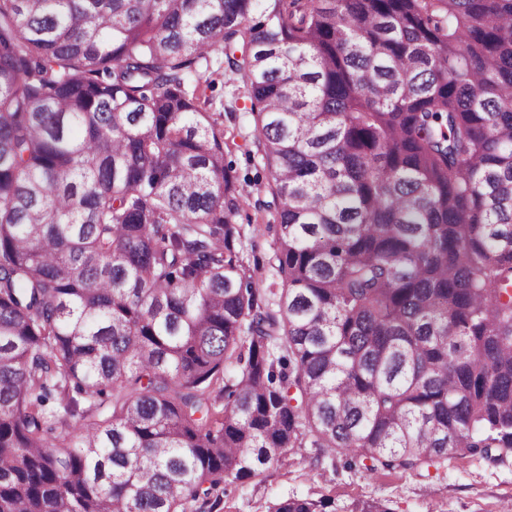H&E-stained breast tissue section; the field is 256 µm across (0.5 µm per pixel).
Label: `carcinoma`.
<instances>
[{"label": "carcinoma", "mask_w": 512, "mask_h": 512, "mask_svg": "<svg viewBox=\"0 0 512 512\" xmlns=\"http://www.w3.org/2000/svg\"><path fill=\"white\" fill-rule=\"evenodd\" d=\"M308 446L512 455V0H0V512H220ZM208 67L210 71H218L213 76L216 78L215 84L206 90V94L213 100L211 112L216 113L214 117L220 123L224 122V129L235 127L236 145L230 151L224 152V163L233 166L238 184L246 195L243 210L237 216L236 222L242 225L245 232L242 241L244 250L251 259L255 287L272 304L271 308L277 309L281 285L270 260L275 248L277 223L270 213H260L255 208L256 200L269 201L271 193L269 174L263 169L254 144V116L250 112V101L240 82L233 83L224 76L223 53L211 52ZM231 105L234 106L232 116L227 109ZM254 258L257 261L256 266Z\"/></svg>", "instance_id": "cac0c4a2"}]
</instances>
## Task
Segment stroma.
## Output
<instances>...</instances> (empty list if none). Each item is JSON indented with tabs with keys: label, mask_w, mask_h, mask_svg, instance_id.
Returning <instances> with one entry per match:
<instances>
[{
	"label": "stroma",
	"mask_w": 512,
	"mask_h": 512,
	"mask_svg": "<svg viewBox=\"0 0 512 512\" xmlns=\"http://www.w3.org/2000/svg\"><path fill=\"white\" fill-rule=\"evenodd\" d=\"M208 67L217 73L207 91L212 110L236 135L234 146L224 154L245 194L236 221L245 232V249L257 261L254 284L274 305L281 292L271 261L274 219L255 208L256 200L271 198L270 177L254 144V116L242 85L223 74V53L211 52ZM262 479L258 487L240 482L226 485L224 512H267L269 505L289 497H328L336 512H349L354 502L372 499L387 503L392 512H512V456L492 464L458 453L448 464L416 472L369 474L360 465L350 464L346 455L302 448L282 465L268 469Z\"/></svg>",
	"instance_id": "35a3bbf8"
}]
</instances>
